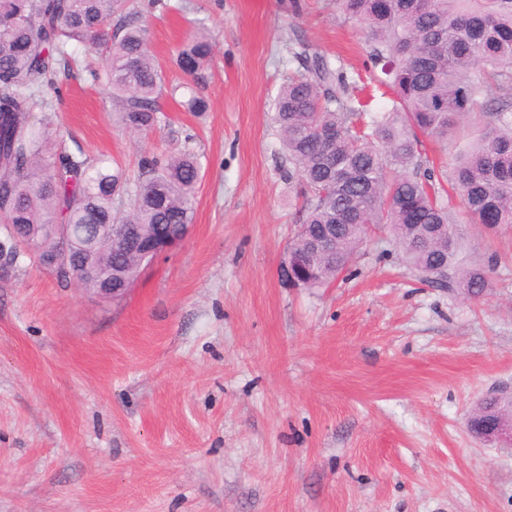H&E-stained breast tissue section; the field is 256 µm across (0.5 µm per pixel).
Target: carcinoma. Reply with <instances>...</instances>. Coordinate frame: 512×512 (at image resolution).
Here are the masks:
<instances>
[{"label": "carcinoma", "instance_id": "obj_1", "mask_svg": "<svg viewBox=\"0 0 512 512\" xmlns=\"http://www.w3.org/2000/svg\"><path fill=\"white\" fill-rule=\"evenodd\" d=\"M344 19L364 28L374 79L394 94L375 111L330 57L298 41L273 122L282 135L288 182L304 220L293 246L330 230L332 252L315 258L300 286L321 288L350 267L374 229L387 231L404 259L443 288L477 297L490 265L461 266L445 182L472 224H512V0H336ZM179 9L169 0H0V258H23L33 224H59L72 255L95 240L97 224H192L202 165L190 146L176 155L145 154L131 174L104 158L72 151L53 136L47 91L89 73L104 85L123 128L149 133L164 96L208 110L197 83L167 85L151 54L142 18ZM204 26L191 30L175 64L194 77L213 53ZM100 54L106 65H81ZM478 119L471 150L452 173L434 165L420 137L446 144ZM38 262L52 267L55 245L39 237ZM142 258L112 250V272L135 276Z\"/></svg>", "mask_w": 512, "mask_h": 512}]
</instances>
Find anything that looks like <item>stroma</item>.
Masks as SVG:
<instances>
[{
    "label": "stroma",
    "instance_id": "obj_1",
    "mask_svg": "<svg viewBox=\"0 0 512 512\" xmlns=\"http://www.w3.org/2000/svg\"><path fill=\"white\" fill-rule=\"evenodd\" d=\"M145 20L166 80L195 21L215 37L203 114L164 99L155 131L115 122L104 86L52 111L70 150L136 170L192 144L187 237L115 302L35 264L0 268V512H512V449L474 439L512 385V224L459 222L478 298L422 281L380 235L321 288L281 274L304 219L272 121L301 39L365 72L336 0H185Z\"/></svg>",
    "mask_w": 512,
    "mask_h": 512
}]
</instances>
